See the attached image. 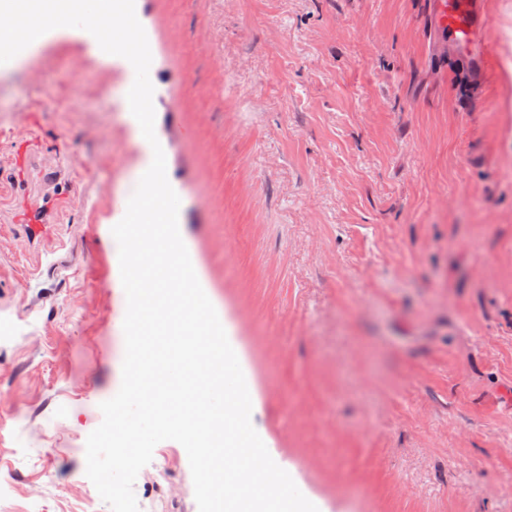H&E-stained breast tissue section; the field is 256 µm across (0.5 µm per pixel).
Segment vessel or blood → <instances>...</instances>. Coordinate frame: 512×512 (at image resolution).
Masks as SVG:
<instances>
[{
    "instance_id": "1",
    "label": "vessel or blood",
    "mask_w": 512,
    "mask_h": 512,
    "mask_svg": "<svg viewBox=\"0 0 512 512\" xmlns=\"http://www.w3.org/2000/svg\"><path fill=\"white\" fill-rule=\"evenodd\" d=\"M436 17L444 40L485 77L489 56L488 20L478 0H436Z\"/></svg>"
}]
</instances>
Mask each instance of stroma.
I'll list each match as a JSON object with an SVG mask.
<instances>
[{"mask_svg": "<svg viewBox=\"0 0 512 512\" xmlns=\"http://www.w3.org/2000/svg\"><path fill=\"white\" fill-rule=\"evenodd\" d=\"M135 4L180 234L272 459L319 512H512V0H483L467 89L432 0ZM127 74L76 28L0 71V512H110L85 453L147 164ZM134 493L198 512L184 447Z\"/></svg>", "mask_w": 512, "mask_h": 512, "instance_id": "obj_1", "label": "stroma"}]
</instances>
